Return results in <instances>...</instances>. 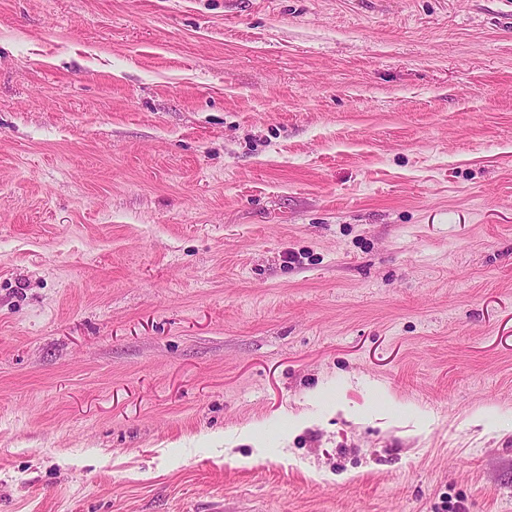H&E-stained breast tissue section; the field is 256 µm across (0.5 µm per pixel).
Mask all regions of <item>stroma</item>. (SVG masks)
Segmentation results:
<instances>
[{
    "label": "stroma",
    "mask_w": 512,
    "mask_h": 512,
    "mask_svg": "<svg viewBox=\"0 0 512 512\" xmlns=\"http://www.w3.org/2000/svg\"><path fill=\"white\" fill-rule=\"evenodd\" d=\"M0 512H512V0H0Z\"/></svg>",
    "instance_id": "obj_1"
}]
</instances>
